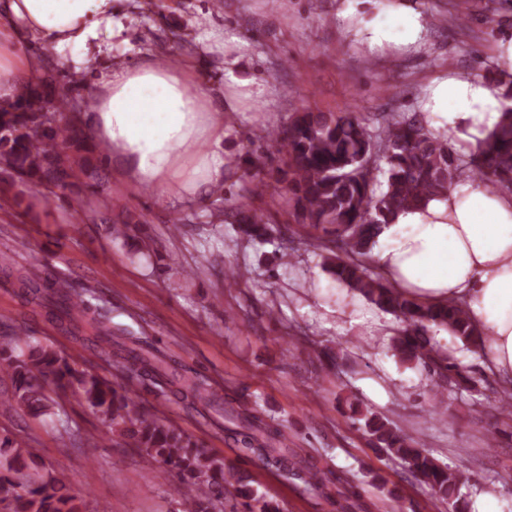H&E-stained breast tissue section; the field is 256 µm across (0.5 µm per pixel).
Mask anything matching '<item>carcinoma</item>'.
<instances>
[{
    "label": "carcinoma",
    "instance_id": "carcinoma-1",
    "mask_svg": "<svg viewBox=\"0 0 512 512\" xmlns=\"http://www.w3.org/2000/svg\"><path fill=\"white\" fill-rule=\"evenodd\" d=\"M499 124L464 155L453 145V133L434 134L416 118L381 112L371 121L356 112L296 113L287 127L265 133L267 142L284 150L288 182L282 186L252 179V196L266 193L284 199L295 222L322 229L334 250L325 265L336 281L381 310L394 315L402 327L393 349L404 361L448 378V383L472 387L466 371L449 355L431 345L432 328L446 330L464 344L480 347L485 331L471 324L463 304L453 300L423 303L398 292L359 258L370 251L382 224L402 210L448 192L464 176L486 187L512 191V80L502 83ZM80 111L71 86L62 84L44 94L25 86L15 104L0 106V165L12 171L18 184L41 185L49 200L73 186L83 174L75 152L87 136L73 127L63 131L65 113ZM387 165L388 179L376 189L378 162ZM212 224H235L246 236L267 240L270 226L264 215L244 202L209 211ZM0 273L13 279L32 312L54 322L74 343L93 349L110 362L143 380L165 386L191 407L224 409L235 424L229 435L268 465L287 470L296 465L284 434L255 416L239 413L220 402L208 381L170 364L137 336H114L112 327L89 311L71 288L55 287L5 254ZM0 377L11 381L8 403L35 414L51 405L46 386L71 392L103 418L121 427L122 434L148 459L173 467L183 478L176 489L183 512H223L224 499L239 501L242 512H281L279 504L257 495L238 470L166 426L155 414L140 411L131 393L81 367L71 356L39 342L19 354L15 343L0 344ZM364 428L386 454L400 459L406 470L422 478L433 496L461 512L460 487L466 473L442 466L424 448L412 445L383 416L364 414ZM33 449L0 441V504L8 512H82V501L71 493L62 473L32 472Z\"/></svg>",
    "mask_w": 512,
    "mask_h": 512
}]
</instances>
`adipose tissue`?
Instances as JSON below:
<instances>
[{"mask_svg": "<svg viewBox=\"0 0 512 512\" xmlns=\"http://www.w3.org/2000/svg\"><path fill=\"white\" fill-rule=\"evenodd\" d=\"M117 7V0H0V103L15 101L20 86L37 79L29 36L80 65L100 35L114 36ZM423 30L419 15L400 5L376 21L373 41L407 48ZM431 100L430 126L465 145L485 138L500 120L499 91L480 78L435 80ZM234 109L215 99L190 62L174 67L148 59L113 70L93 110L77 122L122 163L130 184L164 183L178 200H202L229 175L224 114ZM373 253L395 288L427 303L461 302L470 322L486 332L488 365L512 377V192L451 186L447 195L381 225Z\"/></svg>", "mask_w": 512, "mask_h": 512, "instance_id": "1", "label": "adipose tissue"}]
</instances>
